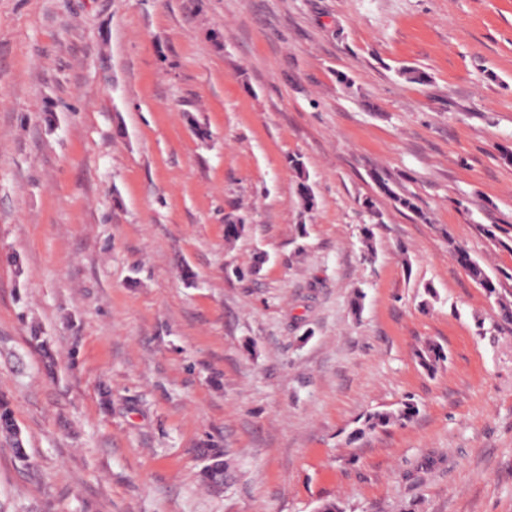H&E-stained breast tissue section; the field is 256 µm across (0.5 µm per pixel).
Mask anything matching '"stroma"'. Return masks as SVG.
<instances>
[{
	"label": "stroma",
	"instance_id": "stroma-1",
	"mask_svg": "<svg viewBox=\"0 0 512 512\" xmlns=\"http://www.w3.org/2000/svg\"><path fill=\"white\" fill-rule=\"evenodd\" d=\"M510 151L512 0H0V512H512ZM450 251L457 263L463 267L470 276L486 290L489 295L498 294V285L488 276L485 269L474 260L463 246L449 242ZM0 439L14 449V453L22 464H28V455L24 448L21 431L16 422L10 403L0 396ZM415 409L410 405H404L396 412L370 413L363 421L362 427L355 431L356 436H362L367 432H373L387 427L390 424L401 421H409L414 417Z\"/></svg>",
	"mask_w": 512,
	"mask_h": 512
}]
</instances>
